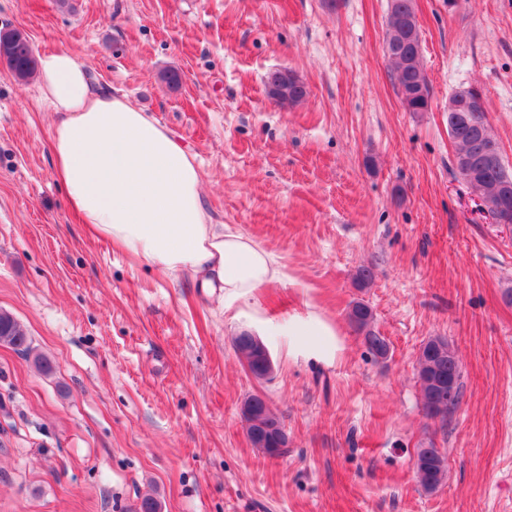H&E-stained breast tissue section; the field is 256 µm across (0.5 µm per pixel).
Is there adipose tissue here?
I'll return each instance as SVG.
<instances>
[{"instance_id":"obj_1","label":"adipose tissue","mask_w":512,"mask_h":512,"mask_svg":"<svg viewBox=\"0 0 512 512\" xmlns=\"http://www.w3.org/2000/svg\"><path fill=\"white\" fill-rule=\"evenodd\" d=\"M36 79L53 131L54 170L73 211L93 232L150 266L175 275L189 270L225 305L283 279L275 256L252 238L211 223L195 155L126 96L93 86L83 64L65 51L39 58ZM316 354L336 356V333L318 315L288 325Z\"/></svg>"}]
</instances>
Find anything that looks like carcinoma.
<instances>
[{
	"instance_id": "1",
	"label": "carcinoma",
	"mask_w": 512,
	"mask_h": 512,
	"mask_svg": "<svg viewBox=\"0 0 512 512\" xmlns=\"http://www.w3.org/2000/svg\"><path fill=\"white\" fill-rule=\"evenodd\" d=\"M416 19L413 0H390L388 29L403 27L405 19ZM412 57L409 60H390L396 80L397 93L408 112H425L428 109L431 88L430 81L421 65V46L418 23L414 22L406 31ZM6 62L20 81L30 79L36 72L37 59L27 37L19 30H10L8 41H0V57ZM450 100L457 103L455 111L448 113V136L455 145V154L464 155L468 170L477 175L485 196L499 205L512 208V196L503 199L497 189L506 179L512 181L504 160L492 167L486 163V154L501 151L492 135L485 109H472V89L455 92ZM350 323L363 335L368 351L381 359L387 358L389 344L385 337L374 329V313L371 307L356 301L348 312ZM0 343L16 350L29 351V340L23 326L8 312H0ZM238 356L247 361L250 372L257 378L271 368V361L265 355L266 345L245 341V337L233 340ZM417 379L420 385L424 411L431 418L448 417L458 406L462 395V370L458 358L448 342L435 337L429 339L420 349L417 362ZM241 417L246 435L253 448L274 457L284 453L280 448L282 440L288 438L282 419L273 412L268 402L259 395H251L241 407ZM417 483L422 491H437L446 479L448 467L445 454L429 439L416 449L414 461Z\"/></svg>"
}]
</instances>
